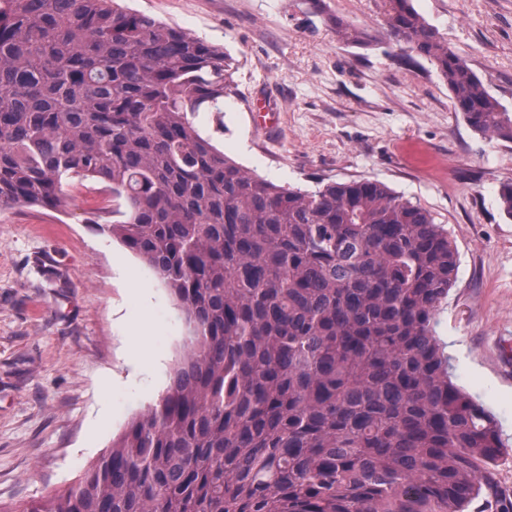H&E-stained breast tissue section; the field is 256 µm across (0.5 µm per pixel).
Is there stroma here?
Here are the masks:
<instances>
[{
	"label": "stroma",
	"instance_id": "obj_1",
	"mask_svg": "<svg viewBox=\"0 0 512 512\" xmlns=\"http://www.w3.org/2000/svg\"><path fill=\"white\" fill-rule=\"evenodd\" d=\"M125 0L128 8L223 46L237 96L194 123L225 154L307 190L365 179L428 208L458 247L456 280L433 332L452 381L491 411L506 446L496 469L512 491V143L475 133L420 57L401 61L384 0ZM512 112V0H413ZM358 24L368 48L341 42L330 17ZM277 113L262 128L258 111ZM58 212L0 208V512H22L75 483L132 416L171 381L190 327L156 273L118 240L112 197L74 185ZM151 322L154 363L125 360Z\"/></svg>",
	"mask_w": 512,
	"mask_h": 512
}]
</instances>
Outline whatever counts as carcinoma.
Instances as JSON below:
<instances>
[{"label": "carcinoma", "instance_id": "obj_1", "mask_svg": "<svg viewBox=\"0 0 512 512\" xmlns=\"http://www.w3.org/2000/svg\"><path fill=\"white\" fill-rule=\"evenodd\" d=\"M383 25L475 132L512 142V113L411 0H386ZM236 69L120 0H0V207L62 210L73 183L103 185L99 230L191 328L161 398L23 512H512L498 423L432 333L448 231L382 183L308 191L224 155L194 118L224 111Z\"/></svg>", "mask_w": 512, "mask_h": 512}]
</instances>
